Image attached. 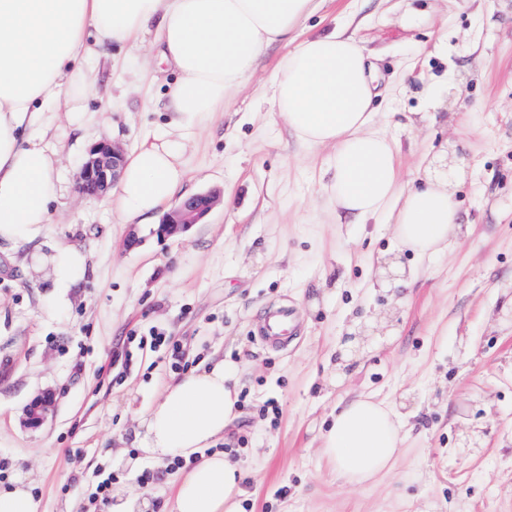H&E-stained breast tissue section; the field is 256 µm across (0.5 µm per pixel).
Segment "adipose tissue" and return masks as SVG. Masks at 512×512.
Masks as SVG:
<instances>
[{"mask_svg": "<svg viewBox=\"0 0 512 512\" xmlns=\"http://www.w3.org/2000/svg\"><path fill=\"white\" fill-rule=\"evenodd\" d=\"M315 0H0V239L33 240L51 222L58 185L45 137L58 114L81 117L95 47L136 44L156 26L161 58L180 80L170 93L171 126L181 134L222 111L270 46L287 48L271 104L302 144L328 146L327 192L360 223L387 220L420 256L443 253L459 226L447 185L424 179L403 186L396 145L374 125L372 67L343 26L299 37ZM185 180L181 145L165 141L127 157L117 184L124 219L154 214ZM54 287L82 275L75 247L41 257ZM236 378L224 363L175 376L145 415L143 449L159 463H190L177 479L173 512H241L242 475L223 455L203 456L236 415ZM399 418L362 396L339 406L322 446L351 485L389 474L396 463Z\"/></svg>", "mask_w": 512, "mask_h": 512, "instance_id": "1", "label": "adipose tissue"}]
</instances>
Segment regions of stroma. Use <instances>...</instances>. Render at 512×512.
<instances>
[{
	"instance_id": "obj_1",
	"label": "stroma",
	"mask_w": 512,
	"mask_h": 512,
	"mask_svg": "<svg viewBox=\"0 0 512 512\" xmlns=\"http://www.w3.org/2000/svg\"><path fill=\"white\" fill-rule=\"evenodd\" d=\"M336 18L373 65L372 109L403 180L446 179L460 234L422 260L391 225L337 223L331 147L298 145L269 101L282 45L183 142L181 196H223L203 223L163 237V212L124 221L77 191L78 167L102 141L130 154L176 139L177 75L156 30L112 47L92 63L83 121L60 118L47 137L60 184L50 224L0 241V480L26 478L36 512H91L99 474L172 512L178 471L140 448L142 413L174 372L160 352L118 356L155 331L189 368H236L239 417L216 449L245 472L242 512H512V0H324L306 26ZM64 245L83 249L86 273L58 290L31 257ZM282 307L297 329L275 348L257 326ZM362 330L367 343L348 351ZM362 394L400 416L402 448L392 473L354 486L321 447L337 404ZM43 395L48 416L28 426Z\"/></svg>"
}]
</instances>
